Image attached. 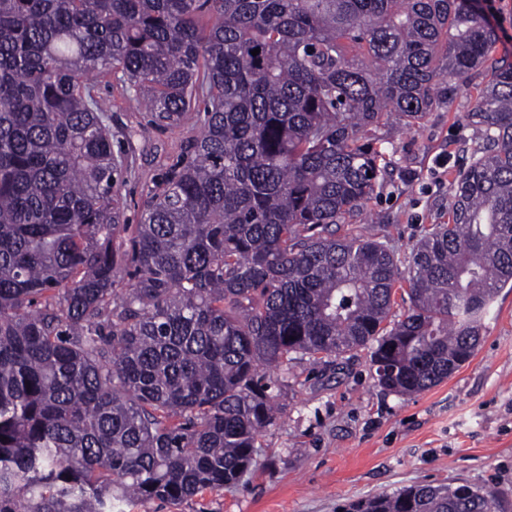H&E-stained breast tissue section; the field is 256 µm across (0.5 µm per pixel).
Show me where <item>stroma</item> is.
<instances>
[{
    "instance_id": "obj_1",
    "label": "stroma",
    "mask_w": 512,
    "mask_h": 512,
    "mask_svg": "<svg viewBox=\"0 0 512 512\" xmlns=\"http://www.w3.org/2000/svg\"><path fill=\"white\" fill-rule=\"evenodd\" d=\"M481 79L450 95L419 126L391 128L389 175L356 230L409 251L448 221V192L479 130L465 120ZM96 93L111 104L112 150L132 171L117 187L137 224L153 180L183 154L201 128L191 119L142 135L146 117L114 76ZM276 421L256 441V463L241 481L173 505L135 502L123 512H339L341 505L397 489L465 482L492 492L512 512V290L503 289L485 321L476 355L448 379L411 397L383 390L367 350L326 362L297 354L274 376Z\"/></svg>"
}]
</instances>
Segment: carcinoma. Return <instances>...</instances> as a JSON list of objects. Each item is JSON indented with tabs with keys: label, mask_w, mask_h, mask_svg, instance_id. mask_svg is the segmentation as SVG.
Returning <instances> with one entry per match:
<instances>
[{
	"label": "carcinoma",
	"mask_w": 512,
	"mask_h": 512,
	"mask_svg": "<svg viewBox=\"0 0 512 512\" xmlns=\"http://www.w3.org/2000/svg\"><path fill=\"white\" fill-rule=\"evenodd\" d=\"M473 0H0V512H114L237 484L291 355L370 350L399 396L476 354L512 288V61ZM260 49L259 54L251 51ZM201 133L134 235L91 76ZM448 223L400 257L338 225L477 74ZM406 284L408 308L391 318ZM342 512H497L418 485Z\"/></svg>",
	"instance_id": "1"
}]
</instances>
